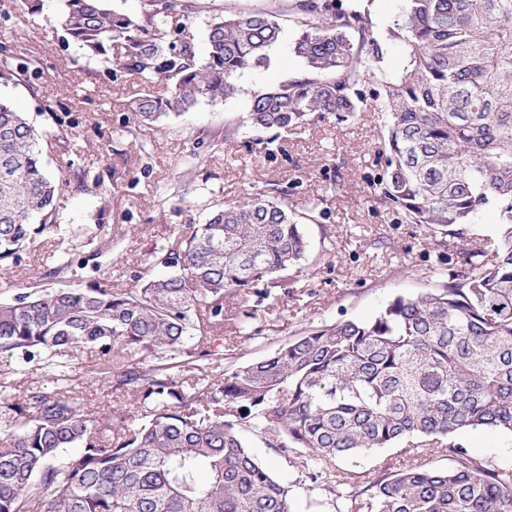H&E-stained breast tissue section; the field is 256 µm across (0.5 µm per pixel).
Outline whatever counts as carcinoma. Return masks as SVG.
<instances>
[{"mask_svg": "<svg viewBox=\"0 0 512 512\" xmlns=\"http://www.w3.org/2000/svg\"><path fill=\"white\" fill-rule=\"evenodd\" d=\"M58 2L56 22L88 58L111 57L169 88L136 101L141 124L233 96L282 33L270 13L215 17L200 58L180 25L194 0H143L138 17L108 0ZM401 2L387 39L405 64L384 73L372 66L380 47L367 11L295 0L302 67L256 93L247 122L298 129L331 114L343 123L373 100L388 118L379 200L402 224L444 228L434 246L446 281L209 378L196 356L224 359L208 340L224 329L227 300L289 289L306 257L288 189L267 183L244 205L215 206L134 290L100 279L0 300V356L36 362L50 384L0 400V512H293L248 431L299 451L313 478L334 484L338 457L397 444L448 453L445 470L409 466L368 486L352 512H512V478L451 440L477 428L512 435V0ZM25 69L17 47L1 44L0 82ZM51 146L0 100V267L19 265L36 236L57 228L55 199L69 181L46 170ZM490 205L503 227L493 243L467 232ZM84 350L104 362L113 389L135 396L136 412L112 416L107 439L67 384L69 357Z\"/></svg>", "mask_w": 512, "mask_h": 512, "instance_id": "cac0c4a2", "label": "carcinoma"}]
</instances>
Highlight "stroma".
<instances>
[{
  "label": "stroma",
  "mask_w": 512,
  "mask_h": 512,
  "mask_svg": "<svg viewBox=\"0 0 512 512\" xmlns=\"http://www.w3.org/2000/svg\"><path fill=\"white\" fill-rule=\"evenodd\" d=\"M289 3L199 0V9L185 21V34L197 51L205 49L212 18L237 12L276 15L283 35L266 63L240 74L236 95L216 104L200 101L157 127L136 122L130 103L165 96L163 86L111 62L85 58L54 22L56 0L33 16L16 8L14 0H0V43L22 47L29 66L15 83L0 85V99L27 112L39 129L66 131V142L48 149L45 162L50 172L70 181L55 201L59 232L31 244L20 266L0 270V298L53 282L83 287L101 278L118 290L136 287L145 265L190 225L204 223L213 205L244 202L251 187L268 182L292 186V201L305 215L307 258L291 294L272 293L256 307L246 329L235 323L239 298L227 302L224 329L214 345L229 349L231 356L208 366L210 377L266 357L304 331L373 317L394 296H416L439 285L427 271L435 229L396 223L377 199L374 159L385 134L382 112L370 108L343 124L331 116L317 119L300 131L243 124L253 95L301 66L292 51L301 28ZM341 3L369 10L381 47L378 70L401 69L403 52L384 39L400 13V0ZM270 138L277 144L274 155L252 151L253 142ZM78 176L85 188L75 185ZM103 367L94 354L82 353L69 382L82 412L97 421L134 403L132 394L105 384ZM459 441L483 465L512 470L511 435L480 428L461 434ZM247 443L288 486L294 512H341L348 493L405 467L448 465L441 449L409 457L396 445L337 459L336 471L352 482L328 487L312 480L297 453L268 447L256 435Z\"/></svg>",
  "instance_id": "obj_1"
}]
</instances>
